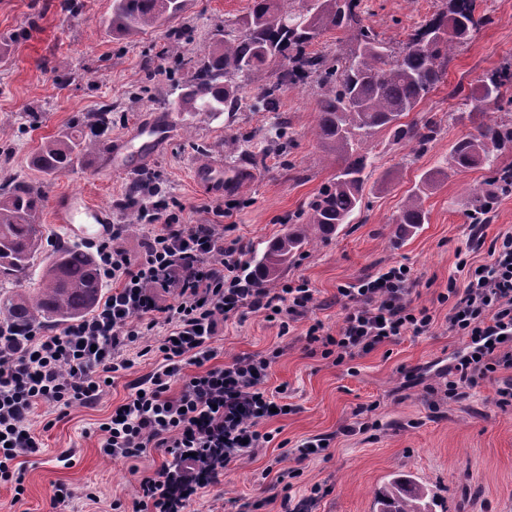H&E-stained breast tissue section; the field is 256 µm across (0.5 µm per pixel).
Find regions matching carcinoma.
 Wrapping results in <instances>:
<instances>
[{
  "label": "carcinoma",
  "instance_id": "carcinoma-1",
  "mask_svg": "<svg viewBox=\"0 0 512 512\" xmlns=\"http://www.w3.org/2000/svg\"><path fill=\"white\" fill-rule=\"evenodd\" d=\"M186 0H112V33L133 36L177 17ZM253 0L240 22L241 31L216 41L211 51L195 62L191 82L175 102L180 112L219 116L239 108L240 84L271 63L287 64L277 82L262 88L263 105L273 110L278 92L286 84L314 83L317 99V137L333 155L336 177L309 203L306 222L270 243L248 277L264 284L278 280L288 259L316 237L337 232L350 224L362 206V192L372 167L362 151L368 137L380 130L396 143L407 142L423 151L439 132L428 118L403 123L434 91L448 64L471 34L489 22L476 16L477 0H450L447 11L429 19L394 48L378 38L364 23L360 0ZM350 34V53L309 52L307 47L326 31ZM512 85V63L481 79L477 95L466 97L472 111L512 105L504 91ZM112 126V108L103 107L57 136L43 141L32 158L35 168L46 173L66 172L99 148L85 129L103 131ZM512 150V119L494 120L478 127V134L464 137L450 149L449 163L458 171L482 168L489 180L473 185L467 207L475 224H483L499 195L512 193V165L500 164V156ZM431 173L424 174L406 197L396 223L410 234L427 223L423 198ZM44 207L39 187L22 182L0 183V329L19 340L30 329L50 323L80 320L97 308L103 282L93 255L82 245L59 240L45 259L36 287L6 290L27 277L43 249ZM430 491L412 479H393L377 493L379 512H432L426 498Z\"/></svg>",
  "mask_w": 512,
  "mask_h": 512
}]
</instances>
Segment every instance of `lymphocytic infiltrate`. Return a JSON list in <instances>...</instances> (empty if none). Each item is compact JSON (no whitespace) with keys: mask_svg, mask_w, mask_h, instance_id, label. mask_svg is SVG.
<instances>
[{"mask_svg":"<svg viewBox=\"0 0 512 512\" xmlns=\"http://www.w3.org/2000/svg\"><path fill=\"white\" fill-rule=\"evenodd\" d=\"M151 186L146 180L137 189L140 214L152 226L139 255L122 247V224L95 246L112 292L94 312L58 331L32 329L19 345L0 335V483L11 485L14 501L25 493L23 459L43 446L35 427L40 410L94 406L133 358L157 365L129 382L124 402L99 424L100 448L115 460L134 461L151 448L165 458L141 476L132 505L113 501V512H187L202 489L223 483L232 463L271 442L262 426L273 411L286 409L265 387L270 357L239 356L220 365L213 340L225 322L247 311L288 334L310 308L313 289L300 279L272 290L243 278V249L225 240L223 225L164 216ZM457 269L463 279L449 278L437 301L450 303L448 331L468 345L448 369L445 394L456 400L488 382L496 405L511 408L512 233L494 240L484 262L464 256ZM415 285L409 267L396 264L339 287V332L311 324L308 343L340 364L428 333L435 316L415 305ZM189 366L194 374H186Z\"/></svg>","mask_w":512,"mask_h":512,"instance_id":"f902f5d3","label":"lymphocytic infiltrate"}]
</instances>
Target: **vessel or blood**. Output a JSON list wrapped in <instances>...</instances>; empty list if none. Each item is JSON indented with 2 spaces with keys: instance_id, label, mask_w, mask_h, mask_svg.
Wrapping results in <instances>:
<instances>
[{
  "instance_id": "obj_1",
  "label": "vessel or blood",
  "mask_w": 512,
  "mask_h": 512,
  "mask_svg": "<svg viewBox=\"0 0 512 512\" xmlns=\"http://www.w3.org/2000/svg\"><path fill=\"white\" fill-rule=\"evenodd\" d=\"M172 134L170 120L153 118L136 128L133 134L113 140L100 152L103 169L129 171L139 167L167 143ZM243 176L242 171L225 168L214 161L195 170L197 185L207 194L223 196L225 189ZM52 219L64 229L68 239L78 242L96 241L108 236L112 215L109 209L93 205L81 194L71 193L56 199Z\"/></svg>"
}]
</instances>
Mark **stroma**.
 <instances>
[{
  "instance_id": "1",
  "label": "stroma",
  "mask_w": 512,
  "mask_h": 512,
  "mask_svg": "<svg viewBox=\"0 0 512 512\" xmlns=\"http://www.w3.org/2000/svg\"><path fill=\"white\" fill-rule=\"evenodd\" d=\"M252 5L253 0H187L168 26L125 37L109 26L112 0H0V162L17 180L39 185L47 202L40 222L48 240L64 235L51 222L50 202L75 192L125 225L122 245L129 253L139 252L148 232L137 206L124 203L136 175L102 172L93 154L62 174H44L31 163L42 141L106 104L113 112L112 126L101 137L105 145L147 119L172 120L170 141L144 169L155 174L159 199L180 223L223 224L226 237L239 240L251 255L307 210L336 174L315 135V87H284L275 111L259 109L262 87L280 72L273 65L243 82L239 111L211 118L173 107L191 62L225 34H238V21ZM447 5L448 0H361L366 22L396 45ZM477 12L490 15L491 23L473 32L436 89L409 114L413 120H440L438 136L419 152L393 142L387 132L374 134L363 145L374 157V171L353 222L315 239L282 274V281L304 279L313 288L306 316L283 336L276 325L247 312L225 323L217 336L220 364L278 350L267 386L286 387L292 410L267 421L273 435L268 447L231 465L223 486L201 493L191 512H224L232 499L261 502L260 512H281L284 492L277 474L288 469L299 472L291 494L308 512H376L378 489L399 475L427 486L433 512H512V409L494 403L488 383L462 399L444 396L448 368L467 342L449 334V307L436 300L456 273L458 251L483 262L492 239L512 231L511 193L499 198L481 237L473 236L465 189L487 173L458 172L448 164L452 145L475 133L480 122L462 105V95L477 93L483 75L512 60V0H478ZM172 28L182 37L178 52L168 55ZM281 136L289 144L283 153L272 148ZM211 160L249 169L248 182L221 197L202 192L193 172ZM428 171L436 175L424 199L429 220L415 233L402 234L395 218ZM396 263L409 266L416 278L417 304L434 311L431 332L401 337L340 366L311 353L305 339L310 324L320 322L330 334L342 324L338 287ZM149 369L148 362L136 360L95 407L46 410L41 419L50 428L41 452L25 465V494L16 503L10 487L0 486V512H52L59 483L74 493L65 512H110L116 499L131 504L140 473L154 471L163 457L153 450L131 464L103 456L96 425L126 398L127 382ZM315 437L329 439L325 454L300 459L299 445ZM67 450L74 456L66 467L57 457ZM90 490L98 502L86 500Z\"/></svg>"
}]
</instances>
